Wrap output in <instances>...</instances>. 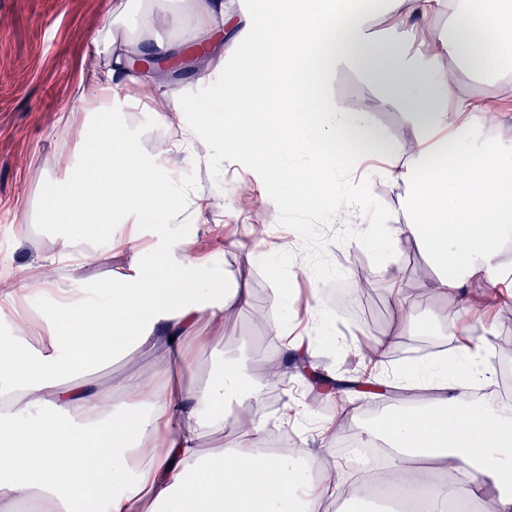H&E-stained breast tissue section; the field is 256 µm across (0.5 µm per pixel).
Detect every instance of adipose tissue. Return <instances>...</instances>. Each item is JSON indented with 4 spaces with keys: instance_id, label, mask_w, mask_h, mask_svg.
Here are the masks:
<instances>
[{
    "instance_id": "adipose-tissue-1",
    "label": "adipose tissue",
    "mask_w": 512,
    "mask_h": 512,
    "mask_svg": "<svg viewBox=\"0 0 512 512\" xmlns=\"http://www.w3.org/2000/svg\"><path fill=\"white\" fill-rule=\"evenodd\" d=\"M386 2L268 0L259 18L228 14L224 0H112L120 28L95 38L104 67L78 85L80 109L95 121L80 129L85 149L66 161L65 177L46 185L45 221L97 242L111 239L116 224H158L202 209L206 198L167 165L201 139L215 155L234 150L268 177L287 180L296 211L344 198L368 215L369 197H345L338 172L382 157L387 167L370 174L406 185L401 205L409 220L370 222L359 240L391 256L402 237L414 238L439 271L432 292L464 296L466 279L496 269L499 244L512 235V155L479 139L476 106L438 61L453 58L494 77L511 73L512 0H496L492 23L475 17L468 0H398L394 25L403 37L393 42L380 40L369 23ZM447 10L455 17L448 36L429 56L409 54V21ZM175 11L187 19L179 40L157 37L156 26ZM189 44L205 49L196 80L217 86L208 100L133 66L134 57L162 61ZM343 67L405 102L416 146L411 162L400 163L401 147L369 113L338 108L330 82ZM134 88L153 101L159 125H170L172 110L192 117L178 139L161 140L149 156L117 121L134 107ZM301 156L317 166L287 167ZM178 249L174 263L158 252L139 255L131 272L109 275L91 298L19 271L18 287L32 286L43 301L0 336V512L24 504L35 512H328L336 495H357L358 482L318 459L260 451L265 426L245 404L259 380L244 362L225 360L195 390L171 383L190 351L210 347L204 328L251 303L248 289L225 286L209 262L190 257L189 242ZM441 322L451 358L387 377V385L426 402L371 431L390 461L374 479L396 483L400 495L432 483L439 502L512 512V404L475 403L492 355L461 339L456 313ZM133 346L151 348L147 369L116 387L80 379L86 359ZM228 429L229 446L203 451L202 439Z\"/></svg>"
}]
</instances>
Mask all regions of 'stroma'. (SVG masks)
Masks as SVG:
<instances>
[{
  "instance_id": "obj_1",
  "label": "stroma",
  "mask_w": 512,
  "mask_h": 512,
  "mask_svg": "<svg viewBox=\"0 0 512 512\" xmlns=\"http://www.w3.org/2000/svg\"><path fill=\"white\" fill-rule=\"evenodd\" d=\"M107 0H0V287L16 284L19 269L38 274L49 271L55 281L86 295L112 271H128L139 248L171 251L174 242L187 240L193 255L210 257L227 282H247L252 291L250 309L226 315L206 328L215 342L193 358L194 366L180 377L183 387L203 384L225 358L246 360L254 375L264 370L257 360L270 324L283 319L299 323L315 312L324 298L323 282L358 289V313L349 316L330 303L331 333L312 334L311 352L291 358L277 374V393L260 390L249 404L262 421L279 416L286 404L300 401L305 415L300 421L281 425L294 447L319 455L325 464L342 465L349 459L338 444L361 428L377 427L383 417L403 411L396 399L381 401L375 414L347 418L350 403L369 402L360 389L348 392L324 387L323 377L365 380L371 367L364 345L375 336L397 335L387 357L389 366L409 367L420 360L450 351L443 330L418 335L409 330L389 299L390 284H398L411 298L420 299L414 315L417 324L434 323L445 311L455 309L452 295L432 294L428 288L434 270L413 238L398 244L396 259L382 258L358 244L350 228L359 219L329 200L309 214L288 211L287 181H268L251 170L247 159L235 152L223 161L207 157L204 143H196L189 156L173 158V165L209 201L199 214H182L167 224H116L111 262L99 259L92 245L78 241L64 246L60 231L43 223L40 198L44 184L62 178L58 158H74L81 152L77 129L89 120L76 111L82 70L102 65L91 42L101 28ZM448 78L479 107L497 113L496 122L484 125L483 137L500 148L512 149V74L487 80L483 72L441 58ZM330 91L337 106L346 112H371L389 140L406 155L414 153V132L405 104L388 98L384 89L357 72L342 69L333 77ZM343 180L349 193H369L375 213L388 224H401L405 215L400 200L405 192L386 179L362 185L351 173ZM245 187L251 203L226 197L225 187ZM284 249L288 263L279 276L247 263L248 254ZM308 265L319 273L309 280L295 273ZM296 297L294 311H286L282 290ZM470 298L490 299V319L468 313L464 322L472 337L506 338L512 343V292L475 277L465 286ZM149 362L147 353L128 349L103 363L87 364L82 377L90 383L119 382ZM332 423L329 437L318 428Z\"/></svg>"
}]
</instances>
